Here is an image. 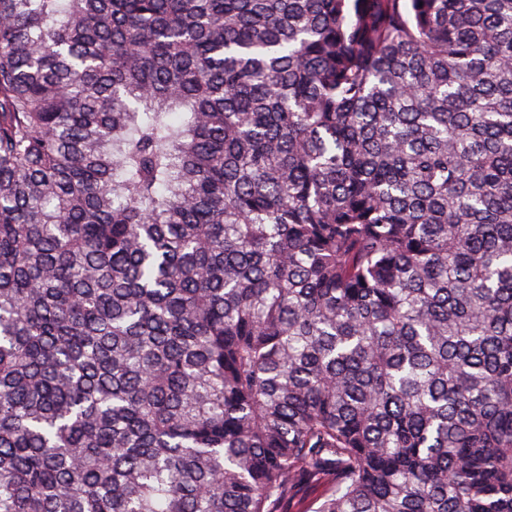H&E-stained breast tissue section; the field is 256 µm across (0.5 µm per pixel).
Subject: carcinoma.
Here are the masks:
<instances>
[{
	"mask_svg": "<svg viewBox=\"0 0 512 512\" xmlns=\"http://www.w3.org/2000/svg\"><path fill=\"white\" fill-rule=\"evenodd\" d=\"M0 512H512V0H0Z\"/></svg>",
	"mask_w": 512,
	"mask_h": 512,
	"instance_id": "cac0c4a2",
	"label": "carcinoma"
}]
</instances>
